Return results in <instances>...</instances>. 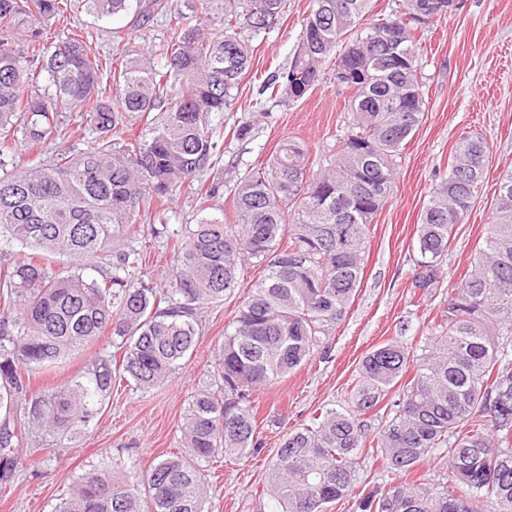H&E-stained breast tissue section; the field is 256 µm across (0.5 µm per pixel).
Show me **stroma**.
<instances>
[{
  "label": "stroma",
  "mask_w": 512,
  "mask_h": 512,
  "mask_svg": "<svg viewBox=\"0 0 512 512\" xmlns=\"http://www.w3.org/2000/svg\"><path fill=\"white\" fill-rule=\"evenodd\" d=\"M312 8L313 0H287L275 26L252 40V66L239 85L233 111L224 115V154L217 171L227 182H234L247 166L267 160L285 140L298 142L312 158H322L344 130L348 95L328 74L302 99L271 107L269 115L261 113L260 84L268 74L289 66ZM130 21L127 15L100 20L75 4L66 22L48 24L46 36L54 41L64 28L74 27L93 51L102 53L113 46L112 31L124 29L129 39L122 42L123 51L164 63L174 37L167 17L155 15L136 29ZM416 38L425 113L396 160L392 194L370 227L361 286L327 348L256 393L265 444L254 456L228 457L216 464L209 480L211 512H272L268 473L283 436L323 409L347 406L351 383L369 352L389 341L417 349L429 344L434 321L493 220L498 181L512 170V0H460L457 10L419 28ZM245 121L253 125L252 137L241 142L232 132ZM465 133L482 134L489 143L484 185L463 222L454 227L438 282L419 288L417 226L430 193L448 172L453 146ZM199 217L195 190L186 186L166 202L163 214L149 211L141 221L155 224L163 218L176 227L197 223ZM260 276L259 268L246 269L239 288L206 306L190 360L159 386L140 392L125 381H114L103 411L54 452H46L43 435L30 434L25 450L33 465L17 472L12 494L0 499V512H53L84 472L135 482L159 455L183 452L179 425L185 408L209 381L224 328Z\"/></svg>",
  "instance_id": "1"
}]
</instances>
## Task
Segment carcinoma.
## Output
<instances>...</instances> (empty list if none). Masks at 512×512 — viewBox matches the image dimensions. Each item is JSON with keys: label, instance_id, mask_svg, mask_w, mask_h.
<instances>
[{"label": "carcinoma", "instance_id": "cac0c4a2", "mask_svg": "<svg viewBox=\"0 0 512 512\" xmlns=\"http://www.w3.org/2000/svg\"><path fill=\"white\" fill-rule=\"evenodd\" d=\"M67 0H0V147L17 134L35 145L65 137V113L86 108L98 134L84 152L59 151L0 176V495L13 491L32 428L49 450L99 414L112 381L148 390L190 357L204 306L230 295L250 266L263 275L225 329L214 381L191 396L181 425L184 455L154 463L142 484L88 472L53 512H205L206 466L263 447L253 395L308 363L344 320L360 287L370 226L392 191L396 158L423 118L413 30L448 14V0H404L362 24L371 0H315L288 68L260 94L301 98L326 62L347 68V130L314 168L283 142L246 168L232 220L206 213L224 180L200 187L198 223L143 229L137 218L215 167L224 112L248 71L254 35L285 0H82L108 20L136 26L166 13L174 41L163 65L141 55L96 54L79 34L48 43L43 26ZM211 14L224 31L202 28ZM142 122L135 138L124 133ZM489 146L462 136L448 175L417 228L419 278L440 277L454 225L485 179ZM497 217L435 324V351L417 357L387 342L362 360L352 409L327 408L281 441L268 474L274 512H325L353 497L360 512H512V172L498 184ZM172 249L167 287L142 274L140 240ZM108 269L98 281L84 270ZM109 330L115 352L69 380L36 387L32 376L82 352ZM393 398H388L389 394ZM389 399L385 424L365 415ZM445 461L438 482L404 480L426 458ZM382 461L384 484L357 492L358 460Z\"/></svg>", "mask_w": 512, "mask_h": 512}]
</instances>
